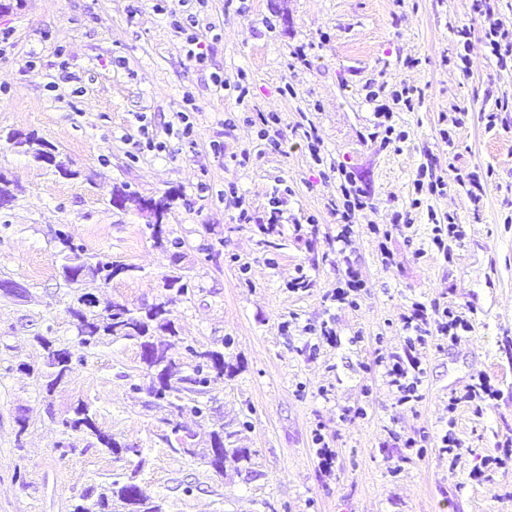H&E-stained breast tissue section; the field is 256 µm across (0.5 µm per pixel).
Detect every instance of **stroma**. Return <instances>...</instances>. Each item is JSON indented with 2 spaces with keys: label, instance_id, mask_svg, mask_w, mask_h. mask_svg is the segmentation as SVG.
<instances>
[{
  "label": "stroma",
  "instance_id": "35a3bbf8",
  "mask_svg": "<svg viewBox=\"0 0 512 512\" xmlns=\"http://www.w3.org/2000/svg\"><path fill=\"white\" fill-rule=\"evenodd\" d=\"M6 2L0 130L36 133L64 168L0 140V176L16 188L0 209V280L28 292L0 294V512H69L85 490L131 471L163 512H512V466L482 462L512 437V126H486L496 99L512 96V71L483 35L486 13H506V0ZM195 42L200 65L187 56ZM402 83L421 93L413 110L392 100ZM381 104L406 134L400 146L374 137ZM453 107L464 121L444 127ZM428 163L448 191L415 208ZM470 172L487 180L477 201L456 186ZM348 174L368 206L343 251L336 211ZM124 185L171 197L166 228L194 286L173 315L183 336L224 345L227 370L206 399L213 423L247 418L238 445L254 475L228 459L218 476L168 447L164 412L130 389L148 382L133 344L99 346L48 401L25 371L39 361L33 336H76L58 229L89 254L138 266L98 289L105 302H152L178 265L154 247L146 216L113 208ZM431 209L463 227L449 258L430 248ZM351 269L357 304L334 308ZM300 276L306 290L291 291ZM444 298L472 308L471 330L456 344L430 338L418 399L397 403L381 360L405 346L403 314ZM329 318L340 344L304 333ZM481 378L497 392L482 413L449 412L450 393ZM79 399L141 456L60 452L62 429L45 410ZM449 431L470 449L455 466L441 450ZM322 441L335 453L328 470Z\"/></svg>",
  "mask_w": 512,
  "mask_h": 512
}]
</instances>
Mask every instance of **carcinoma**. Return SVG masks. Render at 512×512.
Segmentation results:
<instances>
[{"label":"carcinoma","mask_w":512,"mask_h":512,"mask_svg":"<svg viewBox=\"0 0 512 512\" xmlns=\"http://www.w3.org/2000/svg\"><path fill=\"white\" fill-rule=\"evenodd\" d=\"M6 140L13 143L18 151L38 159L53 145L35 133H29L24 140L15 139V132L7 133ZM153 244L167 249L179 245L169 237V231L149 229ZM57 257L60 258V274L70 285H81L87 281H100L107 285L113 281L112 274L118 268H125L123 277H133L139 267L119 261L96 260L85 253L82 244L66 230L56 233ZM163 291L149 304L130 306L114 302L110 310L103 312L91 305L90 292H82L74 297L66 312L76 328L77 355L62 345L58 338L49 335L33 337L40 350L41 363L23 364V369L32 376L45 397L54 394L60 381L68 379L74 361L82 362L85 354L96 349L107 340H125L140 349L145 375L157 376L163 384L162 390L153 399L154 404L167 409L172 414L182 412L197 418L200 432L197 435L192 458L202 460L216 473L224 472V459L231 456L237 460L251 462V453L245 448L234 447L237 431L220 426H206L208 409L200 400L209 386L224 378V350L218 347L204 348L195 341L182 336L172 315L171 305L174 296H187L193 292V285L183 274L162 277ZM179 344L184 351V359L176 358L171 348ZM63 432L72 437H82L88 445L95 446L109 454L127 447L114 437L101 431L95 420L92 405L79 399L59 418ZM137 502V512H162V505L138 489L133 475L117 477L110 484L95 492L89 490L80 495L72 504L71 512H128L131 501Z\"/></svg>","instance_id":"obj_1"}]
</instances>
